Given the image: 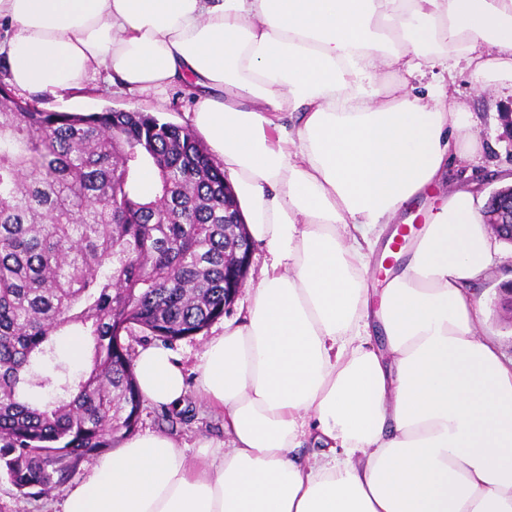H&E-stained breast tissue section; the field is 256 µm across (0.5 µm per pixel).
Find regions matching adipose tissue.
<instances>
[{
	"mask_svg": "<svg viewBox=\"0 0 512 512\" xmlns=\"http://www.w3.org/2000/svg\"><path fill=\"white\" fill-rule=\"evenodd\" d=\"M0 25L29 93L195 86L192 122L268 254L197 367L224 441L193 468L167 435L130 438L63 512H512V359L478 335L473 293L500 241L477 182L394 252L379 305L368 287L403 205L477 146L444 84L413 79L467 68L512 94V0H0ZM135 373L156 404L191 387L162 347Z\"/></svg>",
	"mask_w": 512,
	"mask_h": 512,
	"instance_id": "1",
	"label": "adipose tissue"
}]
</instances>
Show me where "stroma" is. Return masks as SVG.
I'll return each mask as SVG.
<instances>
[{"label":"stroma","mask_w":512,"mask_h":512,"mask_svg":"<svg viewBox=\"0 0 512 512\" xmlns=\"http://www.w3.org/2000/svg\"><path fill=\"white\" fill-rule=\"evenodd\" d=\"M448 93L468 115L471 131L478 139L480 151L471 159L477 167L484 192L500 188L504 172L512 171V98L496 90L477 92L469 71L459 70L447 80ZM42 108L49 111L91 113L108 108L148 112L174 124L190 127L196 106L194 91L179 83L171 86L164 100L133 93L114 94L101 88L77 90L63 96H44ZM447 182H439L429 192L408 202L400 211L397 226L411 225L412 236H419L422 226L442 205L447 195ZM267 253L254 244L246 286L222 320L204 332L171 343L170 351L180 360L189 378H196V367L209 340L224 331L225 322L237 319L249 304L251 288L257 282L259 268ZM512 274V246L503 245L500 259L492 275L475 290L484 305L482 329L494 341L505 358H512V300L501 290L502 277ZM224 418L189 389L182 405L160 406L143 402L138 433H161L171 437L184 451L189 464L200 461L199 445L206 440H223ZM69 490L61 484L49 494L29 496L19 492L0 471V512H62Z\"/></svg>","instance_id":"35a3bbf8"}]
</instances>
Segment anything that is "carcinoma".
Instances as JSON below:
<instances>
[{
    "label": "carcinoma",
    "mask_w": 512,
    "mask_h": 512,
    "mask_svg": "<svg viewBox=\"0 0 512 512\" xmlns=\"http://www.w3.org/2000/svg\"><path fill=\"white\" fill-rule=\"evenodd\" d=\"M154 181L146 192L143 174ZM224 169L145 112H51L0 85V468L47 494L133 433L143 397L122 340L165 343L224 317ZM87 336L88 365L60 358Z\"/></svg>",
    "instance_id": "carcinoma-1"
}]
</instances>
